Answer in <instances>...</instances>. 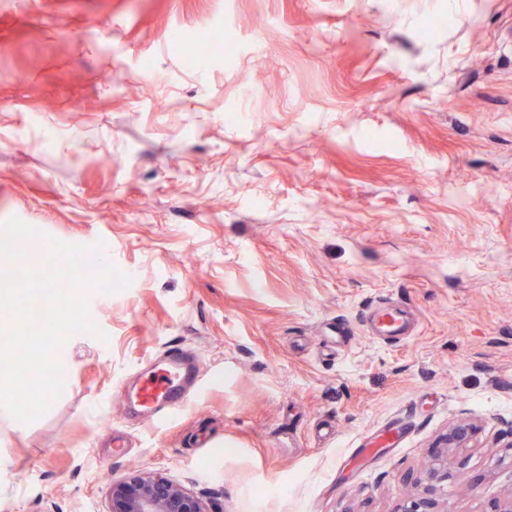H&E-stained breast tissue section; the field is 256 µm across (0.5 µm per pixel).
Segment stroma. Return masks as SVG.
<instances>
[{
	"instance_id": "35a3bbf8",
	"label": "stroma",
	"mask_w": 512,
	"mask_h": 512,
	"mask_svg": "<svg viewBox=\"0 0 512 512\" xmlns=\"http://www.w3.org/2000/svg\"><path fill=\"white\" fill-rule=\"evenodd\" d=\"M12 217L132 282L0 423V512L154 470L208 512H395L461 422L443 512L512 494V0H0ZM383 303L409 336L370 338ZM174 349L202 389L157 425L131 403Z\"/></svg>"
}]
</instances>
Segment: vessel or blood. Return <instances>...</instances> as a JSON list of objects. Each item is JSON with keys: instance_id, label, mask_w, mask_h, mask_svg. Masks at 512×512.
Masks as SVG:
<instances>
[{"instance_id": "vessel-or-blood-1", "label": "vessel or blood", "mask_w": 512, "mask_h": 512, "mask_svg": "<svg viewBox=\"0 0 512 512\" xmlns=\"http://www.w3.org/2000/svg\"><path fill=\"white\" fill-rule=\"evenodd\" d=\"M372 335H405L407 317L396 308L377 307L369 316ZM199 384L196 365L180 352H172L161 373L155 374L140 388L137 400L148 417L165 422L175 417L187 404Z\"/></svg>"}]
</instances>
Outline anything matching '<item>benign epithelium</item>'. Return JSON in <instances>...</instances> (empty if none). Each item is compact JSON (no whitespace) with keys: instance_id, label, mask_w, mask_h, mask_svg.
<instances>
[{"instance_id":"1","label":"benign epithelium","mask_w":512,"mask_h":512,"mask_svg":"<svg viewBox=\"0 0 512 512\" xmlns=\"http://www.w3.org/2000/svg\"><path fill=\"white\" fill-rule=\"evenodd\" d=\"M468 423L453 426L444 438L435 460L442 463L451 448H462L470 440ZM448 478V471L434 467L424 479H417L416 495L399 512H442L437 497L438 483ZM108 512H207L202 503L161 471L138 473L112 484Z\"/></svg>"}]
</instances>
